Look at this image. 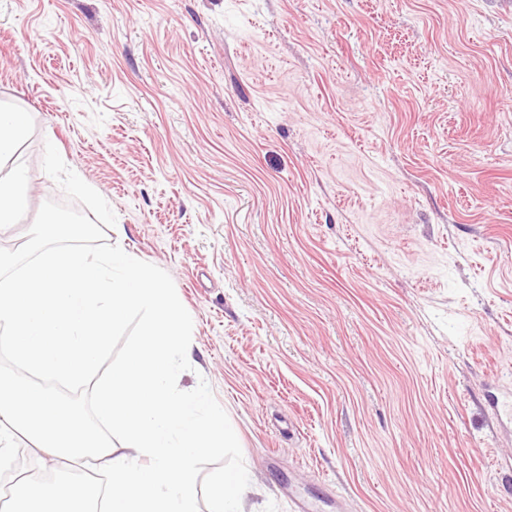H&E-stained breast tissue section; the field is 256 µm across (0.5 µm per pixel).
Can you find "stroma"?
<instances>
[{"label": "stroma", "mask_w": 512, "mask_h": 512, "mask_svg": "<svg viewBox=\"0 0 512 512\" xmlns=\"http://www.w3.org/2000/svg\"><path fill=\"white\" fill-rule=\"evenodd\" d=\"M1 166L193 319L245 512H512V0H0ZM28 116L25 112H3L0 110V158H7L16 143L25 135Z\"/></svg>", "instance_id": "stroma-1"}]
</instances>
